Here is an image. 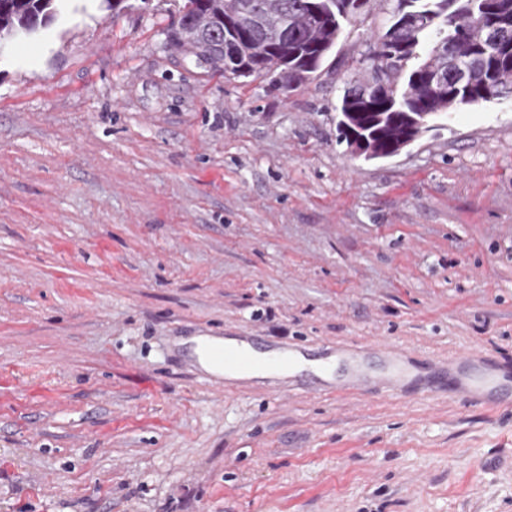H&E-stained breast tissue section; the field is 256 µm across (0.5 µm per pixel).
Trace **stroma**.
I'll use <instances>...</instances> for the list:
<instances>
[{"instance_id": "obj_1", "label": "stroma", "mask_w": 512, "mask_h": 512, "mask_svg": "<svg viewBox=\"0 0 512 512\" xmlns=\"http://www.w3.org/2000/svg\"><path fill=\"white\" fill-rule=\"evenodd\" d=\"M78 0L0 59V512H512V409L313 378L216 388L183 339L512 364V98L353 156L388 0L271 89Z\"/></svg>"}]
</instances>
